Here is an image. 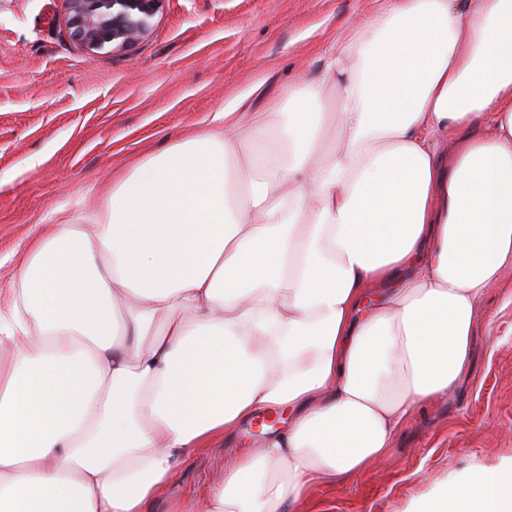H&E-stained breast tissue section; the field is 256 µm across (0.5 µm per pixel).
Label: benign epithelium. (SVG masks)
Returning <instances> with one entry per match:
<instances>
[{
  "instance_id": "7a95c632",
  "label": "benign epithelium",
  "mask_w": 512,
  "mask_h": 512,
  "mask_svg": "<svg viewBox=\"0 0 512 512\" xmlns=\"http://www.w3.org/2000/svg\"><path fill=\"white\" fill-rule=\"evenodd\" d=\"M72 42L91 54L128 50L151 30L162 0H64Z\"/></svg>"
}]
</instances>
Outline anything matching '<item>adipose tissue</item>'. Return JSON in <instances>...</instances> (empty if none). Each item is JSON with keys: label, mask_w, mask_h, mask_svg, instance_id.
Here are the masks:
<instances>
[{"label": "adipose tissue", "mask_w": 512, "mask_h": 512, "mask_svg": "<svg viewBox=\"0 0 512 512\" xmlns=\"http://www.w3.org/2000/svg\"><path fill=\"white\" fill-rule=\"evenodd\" d=\"M322 61L137 164L14 267L0 512H145L182 455L275 410L287 423L172 512H288L458 387L512 268V0H383ZM414 512H512V465Z\"/></svg>", "instance_id": "ef3b65f1"}]
</instances>
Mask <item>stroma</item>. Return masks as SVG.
Here are the masks:
<instances>
[{
	"label": "stroma",
	"mask_w": 512,
	"mask_h": 512,
	"mask_svg": "<svg viewBox=\"0 0 512 512\" xmlns=\"http://www.w3.org/2000/svg\"><path fill=\"white\" fill-rule=\"evenodd\" d=\"M378 0H162L127 51L70 41L63 0H0V282L28 245L75 215L92 190L104 208L134 165L198 131L263 83L268 93L322 64L321 45ZM489 289L473 362L451 396L420 408L372 477L316 489L290 512H410L439 484L512 463V305ZM216 457L182 456L150 512L206 487Z\"/></svg>",
	"instance_id": "obj_1"
}]
</instances>
